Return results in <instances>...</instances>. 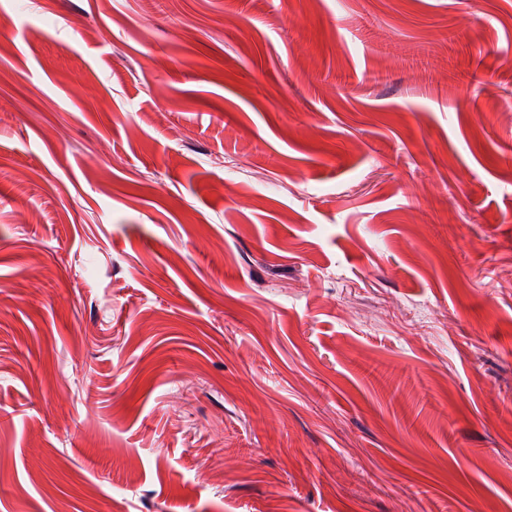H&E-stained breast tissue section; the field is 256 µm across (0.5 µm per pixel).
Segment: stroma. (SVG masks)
Returning <instances> with one entry per match:
<instances>
[{
	"mask_svg": "<svg viewBox=\"0 0 512 512\" xmlns=\"http://www.w3.org/2000/svg\"><path fill=\"white\" fill-rule=\"evenodd\" d=\"M0 512H512V0H0Z\"/></svg>",
	"mask_w": 512,
	"mask_h": 512,
	"instance_id": "1",
	"label": "stroma"
}]
</instances>
